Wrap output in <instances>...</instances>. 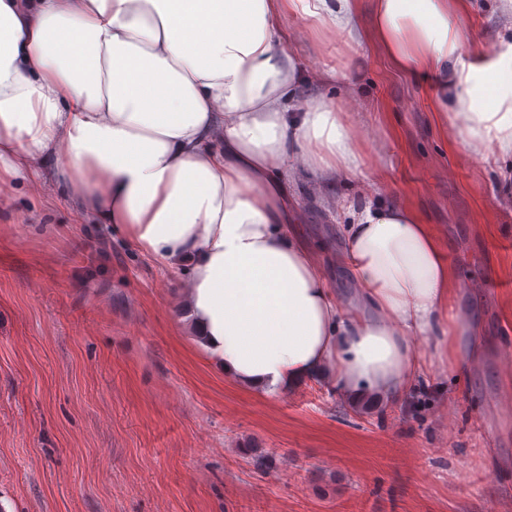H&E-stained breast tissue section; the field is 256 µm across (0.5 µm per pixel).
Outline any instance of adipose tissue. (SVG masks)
<instances>
[{
	"label": "adipose tissue",
	"instance_id": "ef3b65f1",
	"mask_svg": "<svg viewBox=\"0 0 512 512\" xmlns=\"http://www.w3.org/2000/svg\"><path fill=\"white\" fill-rule=\"evenodd\" d=\"M465 0H0V184L63 158L80 208L187 280L198 343L240 388L273 396L333 369L346 395L390 401L430 360L457 359L453 272L410 208L364 207L340 255L370 313L331 301L288 232L282 166L360 177L330 98L298 106L285 16L439 77L461 157L512 155V41L470 40ZM222 149H214V141Z\"/></svg>",
	"mask_w": 512,
	"mask_h": 512
}]
</instances>
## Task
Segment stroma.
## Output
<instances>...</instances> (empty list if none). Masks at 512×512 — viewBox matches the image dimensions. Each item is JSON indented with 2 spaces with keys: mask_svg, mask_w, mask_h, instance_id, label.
Returning a JSON list of instances; mask_svg holds the SVG:
<instances>
[{
  "mask_svg": "<svg viewBox=\"0 0 512 512\" xmlns=\"http://www.w3.org/2000/svg\"><path fill=\"white\" fill-rule=\"evenodd\" d=\"M464 24L490 52L512 39L500 0ZM284 28L297 103L334 98L377 133L367 196L342 174L286 182L291 229L347 302L354 209L412 208L455 273L464 367L391 405L325 375L245 391L185 322L184 274L83 215L51 164L0 188V512H512V158L460 163L432 77L299 14Z\"/></svg>",
  "mask_w": 512,
  "mask_h": 512,
  "instance_id": "obj_1",
  "label": "stroma"
}]
</instances>
